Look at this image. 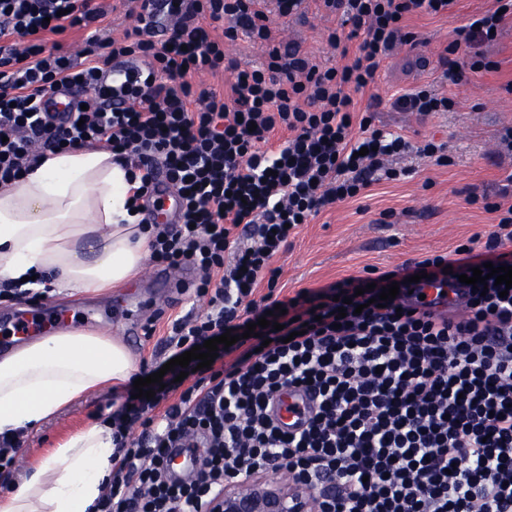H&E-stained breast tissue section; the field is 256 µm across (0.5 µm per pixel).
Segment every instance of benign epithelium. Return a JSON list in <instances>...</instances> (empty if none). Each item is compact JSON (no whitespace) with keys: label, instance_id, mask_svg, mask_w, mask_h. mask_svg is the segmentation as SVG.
Wrapping results in <instances>:
<instances>
[{"label":"benign epithelium","instance_id":"obj_1","mask_svg":"<svg viewBox=\"0 0 512 512\" xmlns=\"http://www.w3.org/2000/svg\"><path fill=\"white\" fill-rule=\"evenodd\" d=\"M215 512H309L310 497L288 481L254 474L246 483H224Z\"/></svg>","mask_w":512,"mask_h":512}]
</instances>
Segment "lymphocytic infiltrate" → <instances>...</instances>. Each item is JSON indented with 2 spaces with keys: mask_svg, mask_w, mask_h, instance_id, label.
Returning a JSON list of instances; mask_svg holds the SVG:
<instances>
[{
  "mask_svg": "<svg viewBox=\"0 0 512 512\" xmlns=\"http://www.w3.org/2000/svg\"><path fill=\"white\" fill-rule=\"evenodd\" d=\"M339 15L328 44L350 56L319 68L278 41L271 15H301L304 0H123L130 40L101 37L107 12L95 0H0V186L16 182L45 152L111 151L130 175L132 207L148 212L158 169L181 200L173 224H149L152 262L196 273L206 310L175 318L165 348L180 356L232 332L210 367L162 378L153 398L124 397L103 417L112 430V476L99 512H211L225 480L283 472L317 492L312 512H512V292L466 289L459 309L434 312L413 300L409 279L426 272L448 287L470 273L472 244L454 259L429 255L389 275L347 277L284 294L278 256L300 223L397 178L390 158L414 151L447 165L443 145L413 146L373 124L355 94L374 83L389 53L414 43L405 22L440 15L458 0H321ZM473 16L439 56L443 84L496 69L482 48L495 40L512 0ZM227 20L223 39L210 23ZM87 30L83 63L60 35ZM246 35L265 48L243 69L225 41ZM232 72L230 96L193 78ZM91 89L68 122L42 109L47 94ZM391 105L425 118L450 111L448 96L420 88ZM286 132L274 143L276 132ZM485 202L499 220L485 248L512 266V173ZM399 285L373 305L367 284ZM350 298L346 317L338 301ZM272 316L280 331L245 337ZM301 388L316 408L298 432L281 430L269 401ZM172 448H197L193 477L172 481Z\"/></svg>",
  "mask_w": 512,
  "mask_h": 512,
  "instance_id": "f902f5d3",
  "label": "lymphocytic infiltrate"
}]
</instances>
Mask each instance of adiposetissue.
Returning <instances> with one entry per match:
<instances>
[{
	"mask_svg": "<svg viewBox=\"0 0 512 512\" xmlns=\"http://www.w3.org/2000/svg\"><path fill=\"white\" fill-rule=\"evenodd\" d=\"M125 169L110 151L47 153L0 187V282L45 277L55 293H95L126 283L149 255L140 217L128 214ZM137 360L121 338L55 331L0 357V434L39 429L78 397L124 386ZM112 432L93 424L0 496V512H94L112 476Z\"/></svg>",
	"mask_w": 512,
	"mask_h": 512,
	"instance_id": "1",
	"label": "adipose tissue"
}]
</instances>
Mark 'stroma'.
I'll return each instance as SVG.
<instances>
[{
    "instance_id": "obj_1",
    "label": "stroma",
    "mask_w": 512,
    "mask_h": 512,
    "mask_svg": "<svg viewBox=\"0 0 512 512\" xmlns=\"http://www.w3.org/2000/svg\"><path fill=\"white\" fill-rule=\"evenodd\" d=\"M493 6L494 0H459L446 14L410 19L419 43L401 46L385 60L371 89L382 100L375 123L406 135L416 145L427 140L444 145L450 163L436 166L409 153L396 162L405 169V176L374 182L360 196L336 204L303 225L278 261L280 284L286 291L358 277L368 267L384 271L430 254L449 255L469 237L487 234L495 216L481 204L470 203L468 196L473 190L495 195L504 170L512 167V158L493 154L499 131L512 126V92L504 89L512 80V26H504L497 40L483 48L488 59L498 62V70L467 74L459 85L440 84L438 54L455 28ZM339 23L338 16L312 7L305 21H289L276 34L282 42L299 45L312 63L338 66L342 59L328 45L325 32ZM421 87L447 94L454 101L452 111L421 119L390 108L393 95ZM205 307V301L196 300L192 291H180L145 315V324L155 328L148 339L128 338L125 322L117 318L101 321L100 326L125 338L140 372L148 374L165 357L162 341L171 319L201 313ZM122 396V391L108 389L82 395L39 430L25 435L19 472H26L72 434L95 424L96 413L108 411Z\"/></svg>"
}]
</instances>
